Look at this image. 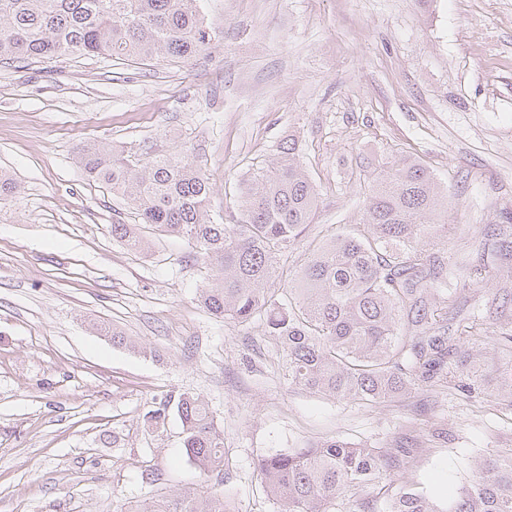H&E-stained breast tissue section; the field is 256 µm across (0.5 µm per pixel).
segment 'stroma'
<instances>
[{
    "label": "stroma",
    "mask_w": 512,
    "mask_h": 512,
    "mask_svg": "<svg viewBox=\"0 0 512 512\" xmlns=\"http://www.w3.org/2000/svg\"><path fill=\"white\" fill-rule=\"evenodd\" d=\"M199 11L213 39L188 62L0 66V171L20 185L0 204V512H124L201 487L231 512H282L257 460L330 438L401 460L335 512L368 501L384 512L411 483L447 502L476 460L512 451V402L454 377L375 404L289 383L263 321L199 305L206 269L185 240L153 234L132 252L113 239L115 218L138 216L85 178L78 151L188 148L224 216L295 137L319 207L289 268L362 224L357 164L411 154L449 193L435 256L478 262L472 237L512 212V0H199ZM183 393L208 401L222 470L194 468L177 416L147 427L156 403Z\"/></svg>",
    "instance_id": "obj_1"
}]
</instances>
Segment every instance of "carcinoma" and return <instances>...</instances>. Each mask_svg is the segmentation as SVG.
<instances>
[{
  "instance_id": "cac0c4a2",
  "label": "carcinoma",
  "mask_w": 512,
  "mask_h": 512,
  "mask_svg": "<svg viewBox=\"0 0 512 512\" xmlns=\"http://www.w3.org/2000/svg\"><path fill=\"white\" fill-rule=\"evenodd\" d=\"M211 41L197 0H0V65L63 55H106L147 65L159 57L189 61ZM81 168L121 194L140 225L183 238L202 255L206 284L198 292L209 314L245 323L256 316L288 356V380L338 401L377 403L415 387H433L452 365L470 389L512 400V294L482 306L484 338L460 342L449 332L443 295L457 301V281L484 279L487 268L512 261V231L487 224L473 246L496 245L493 263H459L446 272L428 252L434 244L445 189L417 157L400 154L382 166L360 165L368 188L362 226L313 249L295 271L280 265L319 205L316 187L298 160L293 138L278 156L240 185V217L226 224L206 210L210 187L187 150L137 154L86 146ZM112 237L132 251L148 247L136 225L117 220ZM288 283L277 295L272 287ZM93 329L128 345L105 321ZM499 337L490 348L485 337ZM181 421L183 444L199 472L224 465V434L198 395L169 396L148 413L160 428L170 411ZM397 466L393 456L327 440L274 453L256 470L285 512H332L336 498L371 485ZM126 512H231L208 491L146 498ZM387 512H512V453L480 461L456 499L439 508L421 490L403 486Z\"/></svg>"
}]
</instances>
